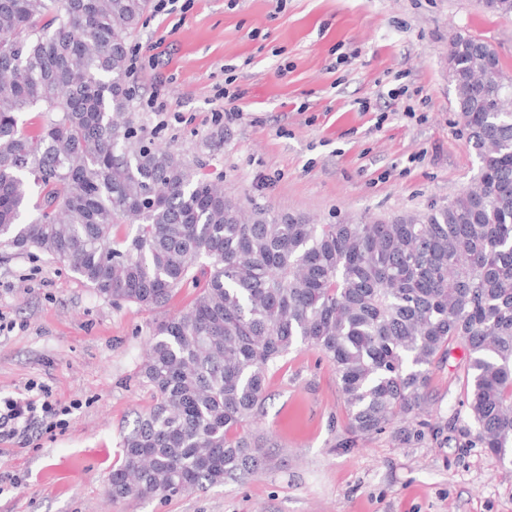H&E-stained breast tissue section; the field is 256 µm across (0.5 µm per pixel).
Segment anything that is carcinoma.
<instances>
[{"mask_svg":"<svg viewBox=\"0 0 512 512\" xmlns=\"http://www.w3.org/2000/svg\"><path fill=\"white\" fill-rule=\"evenodd\" d=\"M150 0H0V243L100 296L191 305L155 325V403L112 470V500L222 485L269 461L267 374L298 343L333 365L348 429L418 433L432 367L460 348L479 443L512 457V80L457 33L448 70L481 165L448 203L336 224L242 203L147 135L128 43ZM512 16V0H482ZM36 108L40 130L21 116ZM123 226L129 230L120 232Z\"/></svg>","mask_w":512,"mask_h":512,"instance_id":"1","label":"carcinoma"}]
</instances>
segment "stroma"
Masks as SVG:
<instances>
[{
    "instance_id": "stroma-1",
    "label": "stroma",
    "mask_w": 512,
    "mask_h": 512,
    "mask_svg": "<svg viewBox=\"0 0 512 512\" xmlns=\"http://www.w3.org/2000/svg\"><path fill=\"white\" fill-rule=\"evenodd\" d=\"M459 32L487 41L512 74V17L480 0H178L148 11L131 41L134 112L244 201L323 224L424 211L479 167L448 75ZM398 73L415 117L384 94ZM230 75L241 117L218 125ZM193 296L183 288L154 309L115 303L60 263L0 246V314L12 324L0 332V398L42 385L64 412L62 425L39 422L0 445V512H512V467L469 428L455 363L430 373L421 437H356L332 365L308 345L268 375L257 420L272 442L265 468L204 490L112 500L121 442L154 403L141 374L149 336Z\"/></svg>"
}]
</instances>
